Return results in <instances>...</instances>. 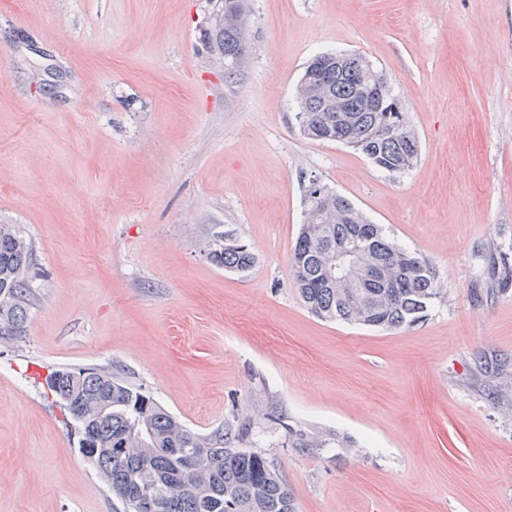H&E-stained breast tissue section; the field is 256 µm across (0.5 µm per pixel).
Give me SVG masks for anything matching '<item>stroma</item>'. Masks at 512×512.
<instances>
[{"label":"stroma","mask_w":512,"mask_h":512,"mask_svg":"<svg viewBox=\"0 0 512 512\" xmlns=\"http://www.w3.org/2000/svg\"><path fill=\"white\" fill-rule=\"evenodd\" d=\"M0 0V224L33 244L27 335L0 341V512H113L48 397L107 367L207 434L255 416L297 512H512V0ZM363 54L419 138L390 175L307 139L297 87ZM442 276L412 326L313 317L289 257L310 180ZM253 250L238 273L208 252ZM344 447H292L286 426ZM244 0H224V26L219 30V45L225 57L240 61L245 53L243 47L245 15ZM208 257L218 267L239 272L249 270L256 259L246 244L229 235L214 241Z\"/></svg>","instance_id":"obj_1"}]
</instances>
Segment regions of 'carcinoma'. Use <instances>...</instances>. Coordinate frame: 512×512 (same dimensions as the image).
<instances>
[{"label":"carcinoma","instance_id":"obj_1","mask_svg":"<svg viewBox=\"0 0 512 512\" xmlns=\"http://www.w3.org/2000/svg\"><path fill=\"white\" fill-rule=\"evenodd\" d=\"M244 0H224L219 45L232 61L244 57ZM383 90L394 98L387 73L359 53L341 64L316 56L298 89L297 116L314 141L345 140L376 167L402 174L418 158V136L403 112H368L367 99ZM389 124L391 133L380 129ZM305 221L290 254L294 286L307 310L325 321L396 331L425 317L443 295L440 272L421 254L392 241L346 197L329 189L319 201L304 195ZM362 254L363 270L330 276L336 248ZM217 266L244 272L255 255L232 236L208 253ZM32 242L12 224H0V340L27 332ZM498 282L512 283V257L499 255ZM48 389L94 448L85 451L122 512H296L288 485L263 454L243 447L252 418L209 434L195 432L106 368L62 367ZM151 500L149 511L142 503Z\"/></svg>","mask_w":512,"mask_h":512}]
</instances>
